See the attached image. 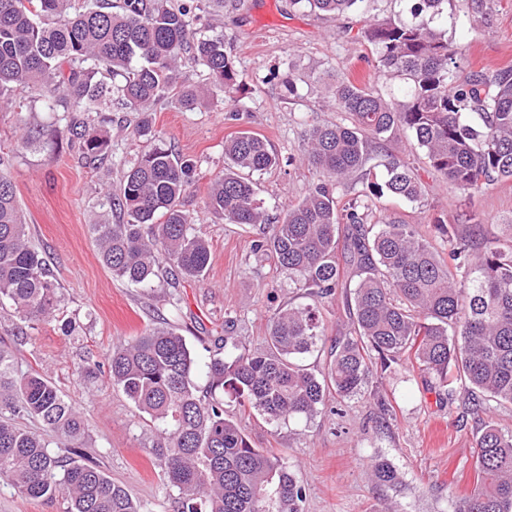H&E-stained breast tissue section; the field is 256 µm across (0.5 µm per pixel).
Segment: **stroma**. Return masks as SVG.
<instances>
[{"mask_svg": "<svg viewBox=\"0 0 512 512\" xmlns=\"http://www.w3.org/2000/svg\"><path fill=\"white\" fill-rule=\"evenodd\" d=\"M495 2L485 24L473 23L470 0H451L448 6L457 20L451 35L462 48L463 70L512 66V0ZM362 25L361 16H322L294 6L292 0H224L219 8L203 6L192 29L200 37L223 36L242 86L229 93L213 91L189 110L158 106L148 116L156 132L152 138L135 134L140 114L113 97L110 110L93 117L111 140L110 150L93 167L86 165L70 131L83 113L48 112L34 94L12 97L0 106V155L10 160L29 235L49 257L62 294L57 319L36 324L16 345L17 365L39 372L83 414L92 436L87 460L127 486L143 512H177L178 493L162 488L160 470L148 452L150 423L105 378L87 382L76 369L87 361H105L114 343L165 323L178 328L204 362L214 353V338L225 320H233L234 336L257 346L268 334L274 310L311 303V296L289 286L272 258L254 251L263 226L227 223L208 209L207 195L224 170L225 140L240 131L265 137L279 158L277 167L253 176L271 215L308 193L317 175L294 161L304 131L343 118L322 106L316 77L333 69L384 93L394 88L375 76L369 64L372 51L356 37ZM292 75L300 79L294 96L288 93ZM26 122L52 126L57 149L20 148L19 128ZM160 142L197 166L182 205L209 241L212 258L200 280L173 288L159 279L153 288H136L103 265L91 226L108 212L103 188L117 185L127 166ZM393 157L415 166L424 186L422 200L411 204L382 197L369 223L399 217L428 237L437 220L466 231L464 216L474 210L484 219L487 237H502L499 220L512 214V181L495 183L468 201L457 197L423 152L409 148L407 141L375 144L371 164L381 174ZM321 306L328 328L317 352L307 359L318 370L329 360L334 338L348 329L346 289H337ZM66 320L76 323L69 335L61 330ZM229 413L239 416L253 447L274 449L287 459L306 488L304 512H452L455 500L476 486L475 415L408 362L393 366L385 377L370 375L341 417L325 409L312 419L277 425L256 414L239 415L234 406ZM376 457L396 468V487L375 485L370 463ZM66 509L64 496L31 499L0 479V512Z\"/></svg>", "mask_w": 512, "mask_h": 512, "instance_id": "1", "label": "stroma"}]
</instances>
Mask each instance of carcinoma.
Wrapping results in <instances>:
<instances>
[{"instance_id": "obj_1", "label": "carcinoma", "mask_w": 512, "mask_h": 512, "mask_svg": "<svg viewBox=\"0 0 512 512\" xmlns=\"http://www.w3.org/2000/svg\"><path fill=\"white\" fill-rule=\"evenodd\" d=\"M74 2L0 0V97L31 90L48 103L63 95L80 112H104L116 92L130 111L146 113L164 101L190 109L213 88L240 86L224 37L190 33L187 17L199 0H90L81 9ZM365 2L293 0L337 15ZM448 3L417 0L410 17L374 16L361 29L380 76L401 81L399 94L384 95L343 74L321 79L323 98L348 122L307 129L300 162L318 180L277 220L250 174L277 166L278 156L249 131L224 143L227 166L211 185V211L230 224L269 225L255 250L316 298L347 287L345 270L359 273L350 292L352 331L336 337L327 367L317 372L305 363L326 332L321 310L310 305L276 309L261 347L219 337L222 352L205 364L203 388L195 381L197 358L172 327L147 328L112 347L106 378L153 424L149 454L163 486L177 489L179 512H303L306 492L295 472L282 456L252 447L224 398L278 423L308 420L334 395L339 415L371 373L384 375L406 356L448 395L462 394L478 417L477 487L453 512H512V430L490 417L494 404L512 405V246L505 250L484 237L474 211L464 235L435 222L448 243L446 258L415 224H368L373 199L387 194L415 202L423 195L414 169L397 157L377 181L369 161L372 144L383 138H412L469 200L512 181V67L460 76L461 47L448 39L457 21ZM188 61L206 69L209 85L180 80ZM107 72L121 76V84L108 82ZM470 111L481 124L470 122ZM77 136L90 165L109 150L108 137L93 125L80 126ZM51 141L53 130L43 127H24L19 138L25 149ZM8 165L0 155V309L10 307L22 322L14 331L21 342L24 325L55 319L60 296L29 240ZM358 173L366 187L346 201ZM194 178V164L161 145L129 167L119 193L106 196L122 220L91 225L114 277L146 288L163 264L178 279L203 276L210 246L180 207ZM18 419L39 422L43 432L18 426ZM49 436L74 449L91 440L81 412L40 373L19 370L12 349L0 345V477L33 499L64 496L68 512H141L127 488L97 465L55 456ZM371 469L378 485L398 484L387 461L378 459Z\"/></svg>"}]
</instances>
